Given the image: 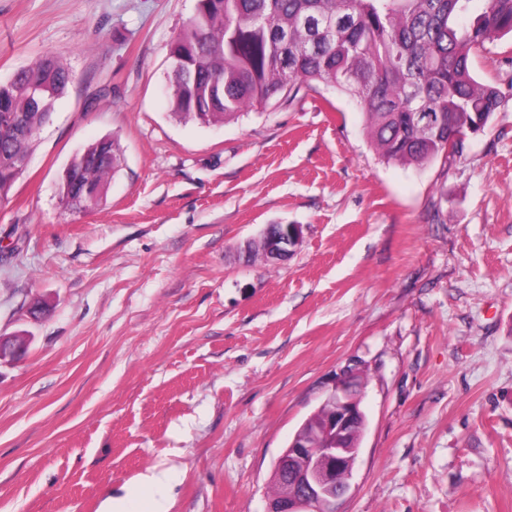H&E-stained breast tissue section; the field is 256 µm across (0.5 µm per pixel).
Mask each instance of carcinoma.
<instances>
[{
	"instance_id": "cac0c4a2",
	"label": "carcinoma",
	"mask_w": 512,
	"mask_h": 512,
	"mask_svg": "<svg viewBox=\"0 0 512 512\" xmlns=\"http://www.w3.org/2000/svg\"><path fill=\"white\" fill-rule=\"evenodd\" d=\"M507 34L512 0H197L168 46L172 113L223 123L323 84L362 106L382 159L423 168L504 108V93L474 75L472 53ZM71 80L51 54L0 80V199ZM120 166L116 139L89 145L60 178L61 203L98 207Z\"/></svg>"
}]
</instances>
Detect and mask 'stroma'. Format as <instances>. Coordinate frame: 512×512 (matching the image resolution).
<instances>
[{
  "mask_svg": "<svg viewBox=\"0 0 512 512\" xmlns=\"http://www.w3.org/2000/svg\"><path fill=\"white\" fill-rule=\"evenodd\" d=\"M195 4L0 0V80L45 53L73 74L0 201V336L26 341L0 360V512H265L350 368L368 424L342 512H512V103L422 169L321 86L184 121L168 45ZM473 69L512 90V38ZM107 135L103 203L65 209L60 174ZM269 224L300 227L283 260Z\"/></svg>",
  "mask_w": 512,
  "mask_h": 512,
  "instance_id": "1",
  "label": "stroma"
}]
</instances>
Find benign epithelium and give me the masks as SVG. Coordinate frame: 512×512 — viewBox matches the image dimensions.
<instances>
[{"label":"benign epithelium","instance_id":"benign-epithelium-1","mask_svg":"<svg viewBox=\"0 0 512 512\" xmlns=\"http://www.w3.org/2000/svg\"><path fill=\"white\" fill-rule=\"evenodd\" d=\"M264 236L266 258L282 260L299 245L301 230L297 224H269ZM362 400L360 377L351 371L326 397V447H316L314 433L303 427L276 459L274 469L284 480L269 498L267 512H341L339 505L351 492L360 452L355 437L364 418Z\"/></svg>","mask_w":512,"mask_h":512}]
</instances>
